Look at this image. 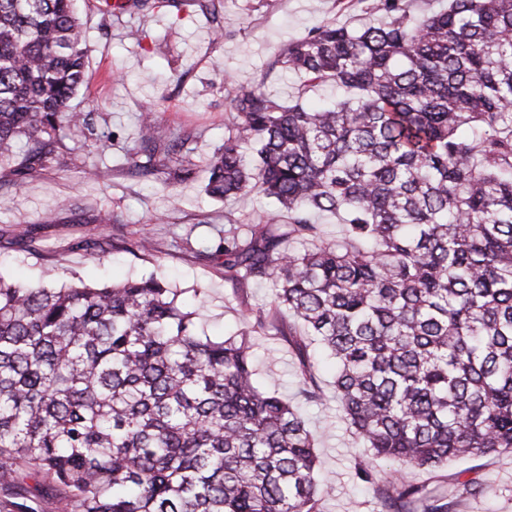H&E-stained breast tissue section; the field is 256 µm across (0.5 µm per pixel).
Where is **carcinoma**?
<instances>
[{"label":"carcinoma","mask_w":512,"mask_h":512,"mask_svg":"<svg viewBox=\"0 0 512 512\" xmlns=\"http://www.w3.org/2000/svg\"><path fill=\"white\" fill-rule=\"evenodd\" d=\"M362 27L319 25L270 64L301 79L286 104L265 80L224 83L234 121L205 193L273 207L234 224L207 259L236 287L272 279L235 335L198 334L154 276L120 283L0 277V469L65 512H320L315 440L293 404L261 389L254 335L288 336L303 393L321 398L308 348L336 362L359 463L381 512H448L416 469L512 450V0H448L413 19L373 0ZM86 63L74 0H0V167L23 185L90 125L70 111ZM343 90L315 109L302 98ZM144 177L184 181L190 138L150 113ZM320 214L343 236L324 239ZM143 260L156 247L133 243Z\"/></svg>","instance_id":"obj_1"}]
</instances>
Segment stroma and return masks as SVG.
<instances>
[{
  "label": "stroma",
  "instance_id": "35a3bbf8",
  "mask_svg": "<svg viewBox=\"0 0 512 512\" xmlns=\"http://www.w3.org/2000/svg\"><path fill=\"white\" fill-rule=\"evenodd\" d=\"M372 0H222L219 18L189 8L159 6L117 17L93 0H77L87 47L84 80L71 102L93 117L90 130L67 140V152L22 188L0 187V276L35 283L53 265L64 277L105 282L126 277L163 278L186 304L204 303L207 335L235 333L243 326L242 306L270 301L271 282L237 293L223 266L202 257L224 239L225 215L247 222L268 204L247 194L218 202L203 192L205 160L224 139L230 117L224 76L240 82L265 80L267 90L294 101L297 78L266 76L288 40L331 22L359 26L372 19ZM222 23L227 35L211 29ZM155 113L174 137L192 136L199 165L184 182L165 185L137 174L126 159L138 151V118ZM114 137L102 149L104 134ZM95 168L98 179H85ZM121 216L118 224L109 215ZM157 244L145 262L129 250L140 232ZM324 390L317 402L301 394L300 360L279 337L254 339L259 385L296 404L308 419L321 461V512H377L371 488L354 477L366 454L336 404L334 370L319 347L309 349ZM479 478L478 497L454 499L450 512H512V453L415 470L411 480L430 490L455 487L463 472Z\"/></svg>",
  "mask_w": 512,
  "mask_h": 512
}]
</instances>
